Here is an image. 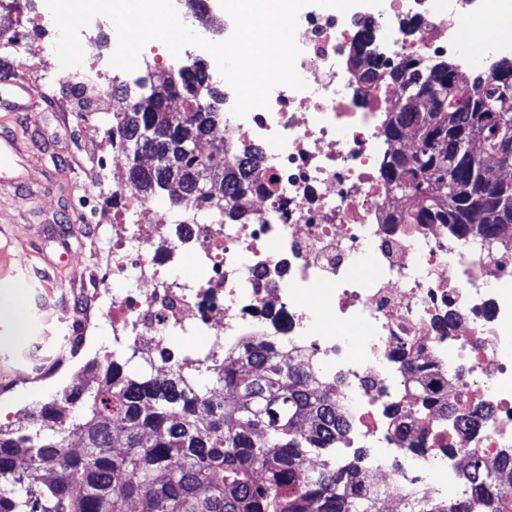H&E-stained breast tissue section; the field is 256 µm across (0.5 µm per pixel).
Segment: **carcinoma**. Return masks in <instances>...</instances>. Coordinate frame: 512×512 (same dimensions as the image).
<instances>
[{
  "label": "carcinoma",
  "mask_w": 512,
  "mask_h": 512,
  "mask_svg": "<svg viewBox=\"0 0 512 512\" xmlns=\"http://www.w3.org/2000/svg\"><path fill=\"white\" fill-rule=\"evenodd\" d=\"M401 95L385 125L389 140L410 134L411 153L392 150L383 172L404 200L393 224H450L461 235L495 238L512 233V181L502 145L512 143V60L467 81L446 60L430 67L409 66L396 75ZM165 92L182 98L180 112L164 97L139 96L133 108L113 116L132 160L161 155L183 140L204 135L224 120L204 112L195 86L206 81L200 60L175 74L158 76ZM424 99L422 111L409 104ZM480 145L468 163L457 154L462 134ZM229 149L202 140L198 150L174 155L173 170L158 167L131 181L152 196L178 178V196L197 201L207 178L224 180L219 207L241 206L257 154L226 159ZM214 201L202 197L197 206ZM419 395L410 408L419 429L413 447L425 451L434 424L448 420L476 435L490 415L485 405L471 411L448 404L434 388L429 366L414 360ZM216 385L200 386L193 375L173 370L160 377L125 373L108 362L103 379L70 427L54 435L21 426L0 427V512H381V498L360 478V458L338 463L329 457L348 426L336 405L321 394L301 361L286 362L264 342H249L242 355L214 369ZM83 394L77 388L43 406L52 421L65 404ZM240 416V426H224V413ZM468 463L461 470L462 497L443 503L427 497L402 502L403 512H512V483L497 472L512 470V450L490 467L481 448H446ZM314 456L320 463L307 469Z\"/></svg>",
  "instance_id": "carcinoma-1"
}]
</instances>
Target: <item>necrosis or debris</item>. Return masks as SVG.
I'll return each mask as SVG.
<instances>
[{
    "instance_id": "4bbe7bcc",
    "label": "necrosis or debris",
    "mask_w": 512,
    "mask_h": 512,
    "mask_svg": "<svg viewBox=\"0 0 512 512\" xmlns=\"http://www.w3.org/2000/svg\"><path fill=\"white\" fill-rule=\"evenodd\" d=\"M510 13L512 0L302 7L295 68L306 89L277 86L242 117L224 89L225 144L262 151L236 214L161 213L130 183L113 191L108 259L88 303L111 323L113 347L157 356L163 372L184 364L168 349L179 333L205 337L216 368L251 339L308 361L350 440L374 450L365 480L395 504L410 490L447 500L459 473L447 446L475 442L495 463L512 447V237L487 248L446 224L390 223L401 200L382 161L397 73L448 54L461 68L512 57L511 39L484 35ZM463 26L474 48L460 44ZM352 54L359 69L343 64ZM175 251L202 255L205 274L184 279L168 264ZM407 357L433 363L450 404L492 406L475 438L438 428L425 454H408L410 437L389 427L414 392Z\"/></svg>"
}]
</instances>
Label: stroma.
Here are the masks:
<instances>
[{"label":"stroma","instance_id":"35a3bbf8","mask_svg":"<svg viewBox=\"0 0 512 512\" xmlns=\"http://www.w3.org/2000/svg\"><path fill=\"white\" fill-rule=\"evenodd\" d=\"M39 9L32 0L22 20L0 9V65L22 51L18 74L30 85L44 65L57 77L67 74L54 52L56 30L36 21ZM19 100L16 93L0 92V123L15 129L23 156L16 180H0V359L26 356L35 366L61 323L81 313L78 298L104 247L89 238L87 225L112 222V144L102 136L78 146L67 115L92 113L103 133L113 113L97 111L91 93L73 89H59L40 110L21 115L12 110ZM35 131L49 141L39 156L29 144ZM93 185L100 193L90 201L83 193ZM111 357L112 326L102 320L89 329L78 356L58 362L44 379L0 392V426L50 433L52 422L32 420V409L69 390L79 377L85 378L86 390H94Z\"/></svg>","mask_w":512,"mask_h":512}]
</instances>
